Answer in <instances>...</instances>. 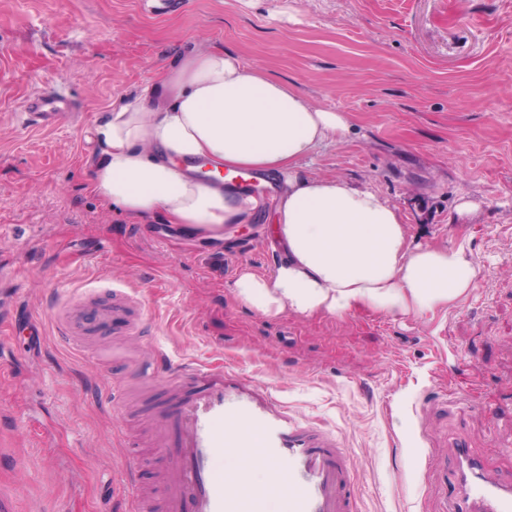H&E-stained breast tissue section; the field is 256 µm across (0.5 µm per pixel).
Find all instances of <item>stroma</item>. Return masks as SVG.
I'll return each mask as SVG.
<instances>
[{
  "label": "stroma",
  "instance_id": "1",
  "mask_svg": "<svg viewBox=\"0 0 512 512\" xmlns=\"http://www.w3.org/2000/svg\"><path fill=\"white\" fill-rule=\"evenodd\" d=\"M206 41L350 115L304 171L380 193L421 242L465 244L476 287L424 316L361 311L269 319L228 289L281 257L266 221L219 236L142 224L89 189L96 129L171 60ZM80 125L29 129L45 86ZM475 203L458 216L457 205ZM136 285L140 335H58L87 290ZM220 363L270 386L350 455L360 512H442L456 439L512 474V0H0V497L12 512H132L156 451L125 410L156 393V352Z\"/></svg>",
  "mask_w": 512,
  "mask_h": 512
}]
</instances>
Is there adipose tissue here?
Wrapping results in <instances>:
<instances>
[{"mask_svg": "<svg viewBox=\"0 0 512 512\" xmlns=\"http://www.w3.org/2000/svg\"><path fill=\"white\" fill-rule=\"evenodd\" d=\"M349 129L348 115L313 106L296 84L201 43L135 100L113 103L99 127L91 188L136 220L160 215L216 232L247 222L258 201L196 181L184 161L206 158L232 176L284 174L287 189L271 216L284 257L265 273L240 267L233 282L236 300L267 318L422 316L462 300L479 277L465 247L416 242L378 192L299 171Z\"/></svg>", "mask_w": 512, "mask_h": 512, "instance_id": "obj_1", "label": "adipose tissue"}]
</instances>
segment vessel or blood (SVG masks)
<instances>
[{
  "label": "vessel or blood",
  "mask_w": 512,
  "mask_h": 512,
  "mask_svg": "<svg viewBox=\"0 0 512 512\" xmlns=\"http://www.w3.org/2000/svg\"><path fill=\"white\" fill-rule=\"evenodd\" d=\"M23 117L42 127L66 122L71 114L65 97L46 89L25 101ZM147 319L133 291L116 286L104 300L86 294L58 328L67 336H83L114 324L134 335ZM165 391L153 412L154 446L175 461L177 471L161 480L164 512H265L263 492H227L231 475L223 459L229 448L271 464L270 483L287 492L290 512H357L346 449L318 424L294 416L270 387L204 364L180 370ZM453 454L450 512H512V476H486L481 458L465 445L454 447Z\"/></svg>",
  "instance_id": "vessel-or-blood-1"
}]
</instances>
